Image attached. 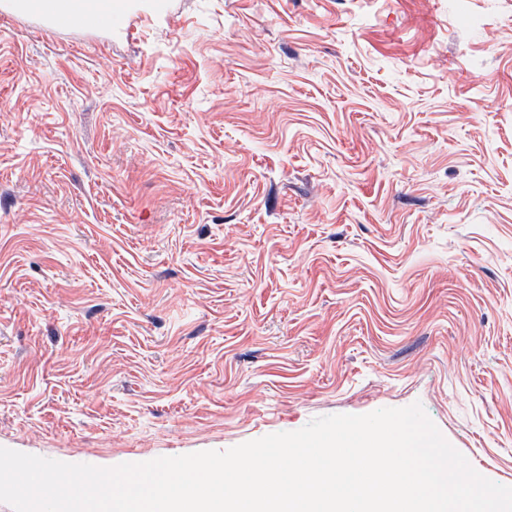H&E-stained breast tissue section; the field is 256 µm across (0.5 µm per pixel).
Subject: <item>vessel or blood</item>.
Wrapping results in <instances>:
<instances>
[{"label": "vessel or blood", "instance_id": "1", "mask_svg": "<svg viewBox=\"0 0 512 512\" xmlns=\"http://www.w3.org/2000/svg\"><path fill=\"white\" fill-rule=\"evenodd\" d=\"M127 4L128 0H75L74 13L65 14L59 9V0H0V14L42 21L50 31L73 26L81 17L116 26L125 22Z\"/></svg>", "mask_w": 512, "mask_h": 512}]
</instances>
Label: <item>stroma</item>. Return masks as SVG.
Returning <instances> with one entry per match:
<instances>
[{"label": "stroma", "mask_w": 512, "mask_h": 512, "mask_svg": "<svg viewBox=\"0 0 512 512\" xmlns=\"http://www.w3.org/2000/svg\"><path fill=\"white\" fill-rule=\"evenodd\" d=\"M416 402L512 486V0L0 16V447L111 467Z\"/></svg>", "instance_id": "stroma-1"}]
</instances>
